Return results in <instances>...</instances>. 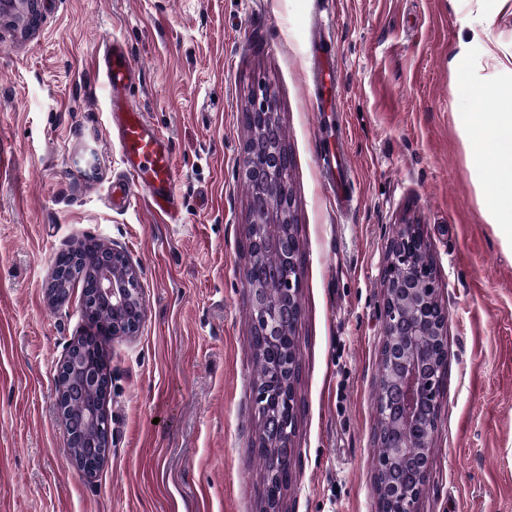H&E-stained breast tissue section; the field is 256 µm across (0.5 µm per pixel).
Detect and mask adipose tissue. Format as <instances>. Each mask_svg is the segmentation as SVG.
I'll list each match as a JSON object with an SVG mask.
<instances>
[{
    "label": "adipose tissue",
    "instance_id": "ef3b65f1",
    "mask_svg": "<svg viewBox=\"0 0 512 512\" xmlns=\"http://www.w3.org/2000/svg\"><path fill=\"white\" fill-rule=\"evenodd\" d=\"M480 93L496 98L497 106L491 112L467 114L463 134L486 151L474 179L479 185L491 183V190L484 194V216L494 224L502 244L512 250V178L500 181L495 177L497 158L512 156V90L484 87Z\"/></svg>",
    "mask_w": 512,
    "mask_h": 512
}]
</instances>
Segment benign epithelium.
<instances>
[{"mask_svg": "<svg viewBox=\"0 0 512 512\" xmlns=\"http://www.w3.org/2000/svg\"><path fill=\"white\" fill-rule=\"evenodd\" d=\"M246 115L252 136L243 147L242 172L250 179L258 176L265 182L268 202L263 221L253 220L247 226L251 256L244 270V281L254 313L253 327L260 335L269 338L280 335L282 304H288L294 317H300V245L280 255L284 275L275 301L270 298L265 280L254 274L267 255V246L275 243L292 224V195L288 182L280 176L282 157L278 145L261 137L265 122L275 120L276 103L271 91L254 95ZM415 228L414 224H405L392 237L383 268L384 359L390 364H399V370L388 372V381L377 394L394 422L390 437L378 441L377 447L387 448L389 453L386 457L376 458L377 473H384L391 462L408 455L406 437L411 429H419L422 451L416 460V486L377 485L376 496L383 512H414L418 492L427 485L435 426L424 422L421 411L427 404L438 403L441 373L445 366V360L438 356V352L440 337L447 335L448 312L438 301V282L429 247L423 234ZM119 260L126 266V275L121 280L112 275L113 266ZM94 296L112 305V338L131 339L138 335L147 315V304L139 272L123 251L114 248L112 255L101 259L91 287L83 290L81 303H89ZM279 352L281 357L271 380L258 381L253 388L255 406L265 408L272 419L267 432L257 437L256 442L281 451L280 458L274 461L267 475V494L261 512H284L282 472L290 469L295 453L292 442L299 412L295 387L297 349L281 347ZM67 364L74 366L84 385L96 381L94 366H82L80 357L72 350L67 351L57 371H62ZM107 394L109 391H104L97 405L89 407L87 416L92 421L105 417L104 430L109 436L112 430L105 410ZM106 458L104 454L88 462L68 450V461L89 477L97 473Z\"/></svg>", "mask_w": 512, "mask_h": 512, "instance_id": "obj_1", "label": "benign epithelium"}]
</instances>
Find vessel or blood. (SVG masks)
<instances>
[{
	"instance_id": "obj_1",
	"label": "vessel or blood",
	"mask_w": 512,
	"mask_h": 512,
	"mask_svg": "<svg viewBox=\"0 0 512 512\" xmlns=\"http://www.w3.org/2000/svg\"><path fill=\"white\" fill-rule=\"evenodd\" d=\"M316 55L321 64L316 85L320 129V155L328 162L329 188L337 203H345L343 174L347 165L343 125L334 110L337 95L338 65L334 47L318 42ZM111 104L112 128L121 149L125 167L122 179L112 192L121 204L132 207L145 202L153 211L167 217L169 223L180 221L173 195L174 167L171 141L160 133L144 112L135 107L128 92L139 74L120 40H112L98 59Z\"/></svg>"
}]
</instances>
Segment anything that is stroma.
Listing matches in <instances>:
<instances>
[{"instance_id": "35a3bbf8", "label": "stroma", "mask_w": 512, "mask_h": 512, "mask_svg": "<svg viewBox=\"0 0 512 512\" xmlns=\"http://www.w3.org/2000/svg\"><path fill=\"white\" fill-rule=\"evenodd\" d=\"M35 26H28L29 12ZM340 68L348 180L338 212L319 162V14ZM489 20L477 31L479 20ZM140 69L129 96L173 144L182 221L113 210L123 165L97 59ZM470 50L451 65L459 42ZM512 87V0H14L0 9V512H259L256 380L243 282L250 193L243 111L269 86L293 159L302 249L300 411L286 512H377L375 395L383 267L419 225L448 310L433 466L416 512H512V256L482 211L462 135ZM121 249L147 302L108 339L112 445L94 477L68 461L59 362L80 288L53 301L57 254Z\"/></svg>"}]
</instances>
